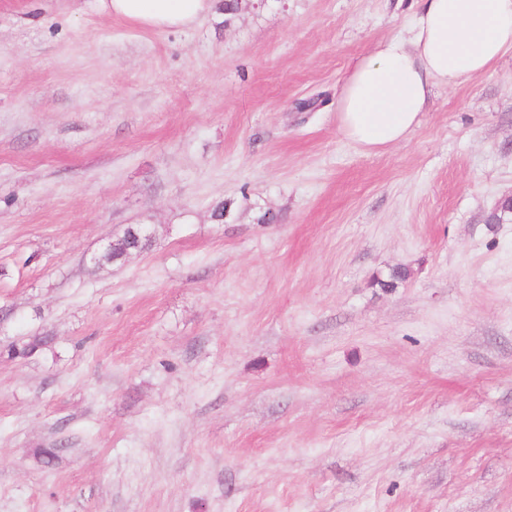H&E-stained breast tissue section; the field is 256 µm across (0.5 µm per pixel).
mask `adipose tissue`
Segmentation results:
<instances>
[{
  "label": "adipose tissue",
  "instance_id": "1",
  "mask_svg": "<svg viewBox=\"0 0 512 512\" xmlns=\"http://www.w3.org/2000/svg\"><path fill=\"white\" fill-rule=\"evenodd\" d=\"M106 17L181 30L217 13L218 0H94ZM512 52V0H418L408 32L379 42L345 79L340 132L368 150L399 143L419 125L434 87L487 74Z\"/></svg>",
  "mask_w": 512,
  "mask_h": 512
}]
</instances>
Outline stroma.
<instances>
[{
  "label": "stroma",
  "instance_id": "obj_1",
  "mask_svg": "<svg viewBox=\"0 0 512 512\" xmlns=\"http://www.w3.org/2000/svg\"><path fill=\"white\" fill-rule=\"evenodd\" d=\"M411 11L0 0V512H512V53L338 129ZM105 17H121L153 30L189 28L218 12V0H93Z\"/></svg>",
  "mask_w": 512,
  "mask_h": 512
}]
</instances>
